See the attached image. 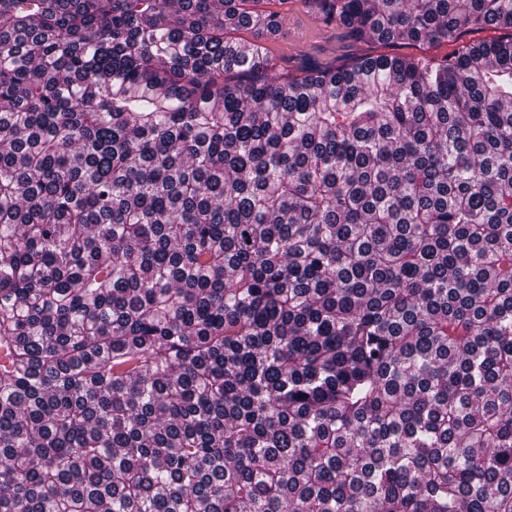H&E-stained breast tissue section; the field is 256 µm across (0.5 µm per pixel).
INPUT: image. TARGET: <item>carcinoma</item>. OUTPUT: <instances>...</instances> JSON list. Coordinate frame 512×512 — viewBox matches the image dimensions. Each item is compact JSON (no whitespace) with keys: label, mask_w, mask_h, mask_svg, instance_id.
<instances>
[{"label":"carcinoma","mask_w":512,"mask_h":512,"mask_svg":"<svg viewBox=\"0 0 512 512\" xmlns=\"http://www.w3.org/2000/svg\"><path fill=\"white\" fill-rule=\"evenodd\" d=\"M264 2L0 0V512H512V0ZM262 6L284 15L282 35L265 43L270 54L277 58L296 57L300 61L302 57L310 56L323 64H341L362 55L402 53L440 57L452 49L447 45L426 50L407 44L391 47L377 41L358 43L349 39L344 29L335 25L326 27L306 13L301 0H288L287 4L269 0Z\"/></svg>","instance_id":"carcinoma-1"}]
</instances>
